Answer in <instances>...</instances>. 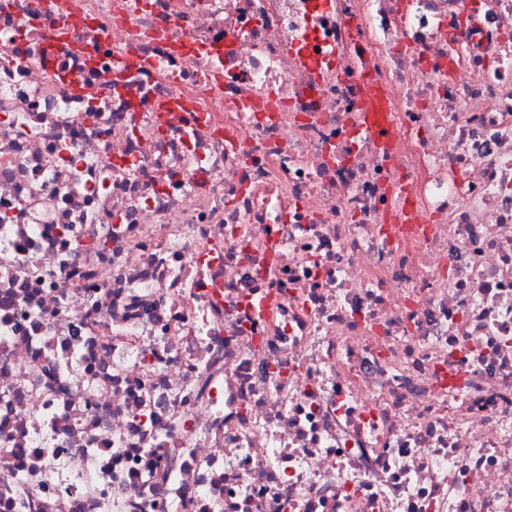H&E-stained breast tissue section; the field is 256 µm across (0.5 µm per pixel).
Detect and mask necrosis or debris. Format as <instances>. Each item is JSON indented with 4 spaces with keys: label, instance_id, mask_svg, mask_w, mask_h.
I'll list each match as a JSON object with an SVG mask.
<instances>
[{
    "label": "necrosis or debris",
    "instance_id": "1",
    "mask_svg": "<svg viewBox=\"0 0 512 512\" xmlns=\"http://www.w3.org/2000/svg\"><path fill=\"white\" fill-rule=\"evenodd\" d=\"M0 512H512V0H0ZM363 125L370 131L390 130L383 91L374 84L367 85L362 101Z\"/></svg>",
    "mask_w": 512,
    "mask_h": 512
}]
</instances>
